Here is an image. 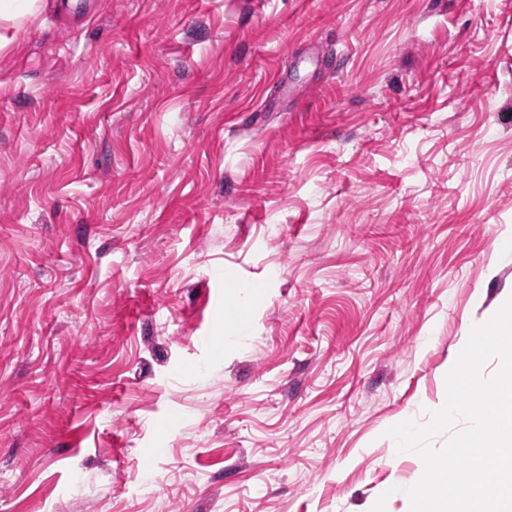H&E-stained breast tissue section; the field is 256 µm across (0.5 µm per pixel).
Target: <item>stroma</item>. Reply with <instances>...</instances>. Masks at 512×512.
Returning <instances> with one entry per match:
<instances>
[{
  "mask_svg": "<svg viewBox=\"0 0 512 512\" xmlns=\"http://www.w3.org/2000/svg\"><path fill=\"white\" fill-rule=\"evenodd\" d=\"M510 237L512 0H45L0 50V512H410L387 431Z\"/></svg>",
  "mask_w": 512,
  "mask_h": 512,
  "instance_id": "35a3bbf8",
  "label": "stroma"
}]
</instances>
